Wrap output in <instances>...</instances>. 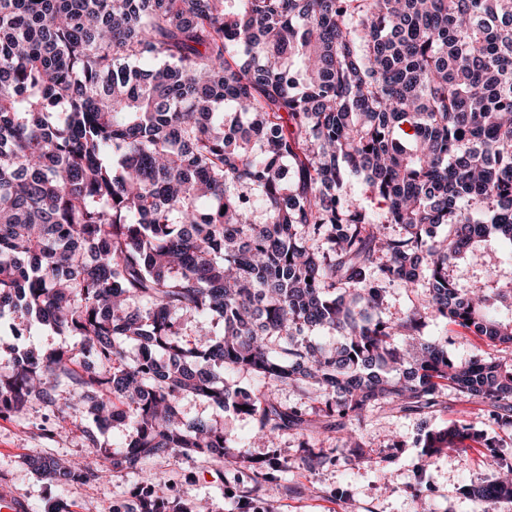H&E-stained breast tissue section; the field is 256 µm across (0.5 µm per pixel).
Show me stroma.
Returning <instances> with one entry per match:
<instances>
[{
  "instance_id": "1",
  "label": "stroma",
  "mask_w": 512,
  "mask_h": 512,
  "mask_svg": "<svg viewBox=\"0 0 512 512\" xmlns=\"http://www.w3.org/2000/svg\"><path fill=\"white\" fill-rule=\"evenodd\" d=\"M426 333L447 340L449 354L458 359L478 348L488 356L499 353L497 347L481 345L478 338L437 319H428ZM181 410L188 419L217 420L226 432L248 442L247 453L253 461L263 465L272 459L279 468L273 481L255 485L241 468L195 455L151 460L147 469L153 493L179 512L196 501L206 504L209 512H244L248 507L255 512H420L425 504L433 512H472L461 487L487 482L496 474L484 448L438 456L425 474H418V419L413 415L381 409L363 426L373 453L385 451L393 438L405 443L398 461L384 476L374 465L346 464L342 444L334 438L321 445L332 463L309 472L301 466L296 435H285L276 447L268 448L252 442L251 417L216 410L192 396L183 399ZM102 440V448H89L81 422L49 415L40 403H33L19 417L0 419V489H9L21 499L25 512H126L141 485L135 475L112 471L91 485L57 486L25 463L26 457L42 455L76 463L94 455L103 459L122 452L125 436L114 428Z\"/></svg>"
}]
</instances>
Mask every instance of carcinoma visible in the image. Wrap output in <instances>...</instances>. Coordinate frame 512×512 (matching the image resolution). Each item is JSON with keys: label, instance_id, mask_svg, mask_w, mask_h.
Listing matches in <instances>:
<instances>
[{"label": "carcinoma", "instance_id": "1", "mask_svg": "<svg viewBox=\"0 0 512 512\" xmlns=\"http://www.w3.org/2000/svg\"><path fill=\"white\" fill-rule=\"evenodd\" d=\"M501 240L512 0H0V317L78 338L0 357V417L40 402L96 420L91 448L127 434L107 466L27 458L55 485L116 470L146 487V463L178 453L250 463L183 417L188 395L254 418L269 447L294 431L309 471L331 432L388 474L402 444L377 461L352 424L425 416L450 392L512 430V358L455 359L424 334L434 317L512 347L494 314L512 281L455 276ZM394 286L419 299L385 318ZM279 386L304 402L282 406ZM468 442L499 470L464 489L475 512L512 504V448L470 423L423 430L421 466ZM128 512L167 510L146 493Z\"/></svg>", "mask_w": 512, "mask_h": 512}]
</instances>
